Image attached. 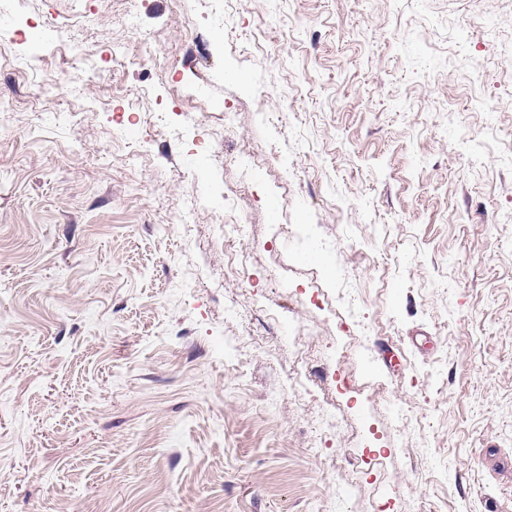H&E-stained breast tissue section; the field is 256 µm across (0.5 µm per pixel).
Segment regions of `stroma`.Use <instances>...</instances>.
I'll return each instance as SVG.
<instances>
[{
	"instance_id": "35a3bbf8",
	"label": "stroma",
	"mask_w": 512,
	"mask_h": 512,
	"mask_svg": "<svg viewBox=\"0 0 512 512\" xmlns=\"http://www.w3.org/2000/svg\"><path fill=\"white\" fill-rule=\"evenodd\" d=\"M0 249V512H512V0H28Z\"/></svg>"
}]
</instances>
